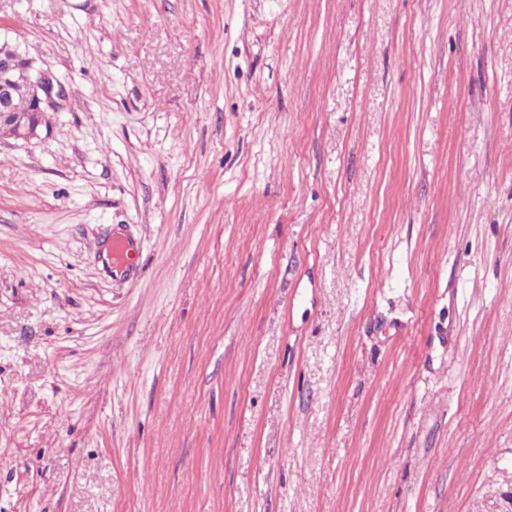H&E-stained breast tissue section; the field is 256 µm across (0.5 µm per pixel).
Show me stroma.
<instances>
[{
    "mask_svg": "<svg viewBox=\"0 0 512 512\" xmlns=\"http://www.w3.org/2000/svg\"><path fill=\"white\" fill-rule=\"evenodd\" d=\"M0 36L68 90L0 140V512H512V0Z\"/></svg>",
    "mask_w": 512,
    "mask_h": 512,
    "instance_id": "1",
    "label": "stroma"
}]
</instances>
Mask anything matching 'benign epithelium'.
Returning <instances> with one entry per match:
<instances>
[{
  "mask_svg": "<svg viewBox=\"0 0 512 512\" xmlns=\"http://www.w3.org/2000/svg\"><path fill=\"white\" fill-rule=\"evenodd\" d=\"M66 87L36 67L8 40H0V136L27 140L38 135L42 115L65 97Z\"/></svg>",
  "mask_w": 512,
  "mask_h": 512,
  "instance_id": "7a95c632",
  "label": "benign epithelium"
}]
</instances>
